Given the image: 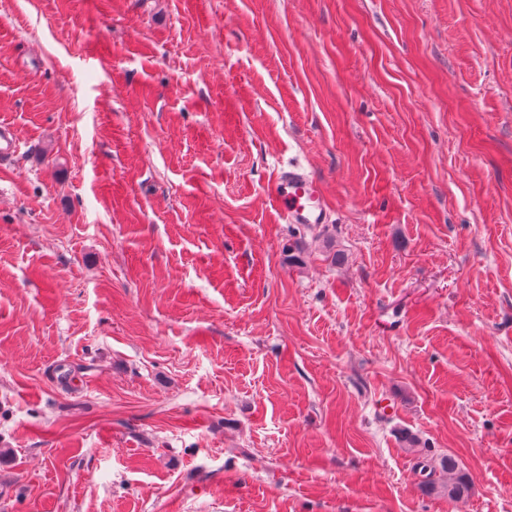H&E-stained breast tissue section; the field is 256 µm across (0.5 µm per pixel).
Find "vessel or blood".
Wrapping results in <instances>:
<instances>
[{"label": "vessel or blood", "mask_w": 512, "mask_h": 512, "mask_svg": "<svg viewBox=\"0 0 512 512\" xmlns=\"http://www.w3.org/2000/svg\"><path fill=\"white\" fill-rule=\"evenodd\" d=\"M274 192L288 223L315 225L328 221L319 184L300 165L282 169Z\"/></svg>", "instance_id": "1"}]
</instances>
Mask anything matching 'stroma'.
Returning <instances> with one entry per match:
<instances>
[{
	"label": "stroma",
	"instance_id": "35a3bbf8",
	"mask_svg": "<svg viewBox=\"0 0 512 512\" xmlns=\"http://www.w3.org/2000/svg\"><path fill=\"white\" fill-rule=\"evenodd\" d=\"M0 121V512H512V0H0ZM274 192L288 223H328V212L321 199L319 184L299 164L289 165L280 171ZM420 473L427 479L422 487L427 493H431L434 486L442 488L448 492L449 500L457 501L468 492V485L460 476L457 475V465L450 456H444L439 461L438 467L428 463L421 462ZM438 471V477L437 476Z\"/></svg>",
	"mask_w": 512,
	"mask_h": 512
}]
</instances>
